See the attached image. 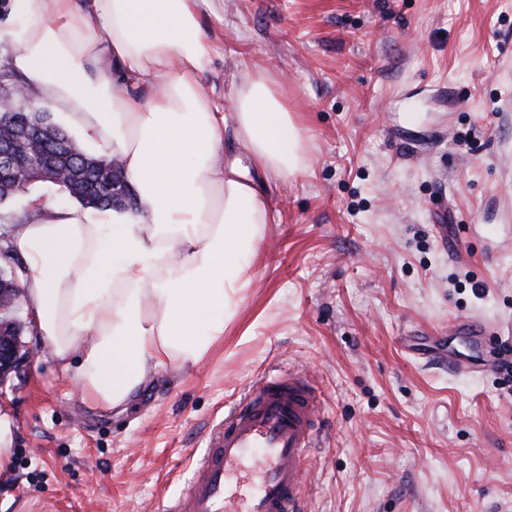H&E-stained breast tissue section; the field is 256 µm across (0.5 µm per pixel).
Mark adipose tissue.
<instances>
[{"label":"adipose tissue","instance_id":"obj_1","mask_svg":"<svg viewBox=\"0 0 512 512\" xmlns=\"http://www.w3.org/2000/svg\"><path fill=\"white\" fill-rule=\"evenodd\" d=\"M221 7L10 0L0 22L23 82L67 112L85 142L118 156L137 193L132 212L33 201L12 239L34 327L86 405L123 406L159 368L197 363L223 338L273 221L249 174L285 180L303 168V131L261 71L243 69L227 112L202 93L212 47L200 17ZM141 85L148 98L133 95Z\"/></svg>","mask_w":512,"mask_h":512}]
</instances>
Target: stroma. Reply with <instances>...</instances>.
<instances>
[{"mask_svg": "<svg viewBox=\"0 0 512 512\" xmlns=\"http://www.w3.org/2000/svg\"><path fill=\"white\" fill-rule=\"evenodd\" d=\"M217 104L242 63L288 95L305 165L263 181L256 281L204 361L82 404L21 311L0 512H161L210 428L269 372L319 393L305 512H512V392L452 321L512 341V0H224L203 12Z\"/></svg>", "mask_w": 512, "mask_h": 512, "instance_id": "35a3bbf8", "label": "stroma"}]
</instances>
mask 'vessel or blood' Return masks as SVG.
I'll list each match as a JSON object with an SVG mask.
<instances>
[{"mask_svg": "<svg viewBox=\"0 0 512 512\" xmlns=\"http://www.w3.org/2000/svg\"><path fill=\"white\" fill-rule=\"evenodd\" d=\"M320 408L302 373L262 375L210 430L187 490L163 512H303L301 460ZM246 467L255 488L241 497L231 487Z\"/></svg>", "mask_w": 512, "mask_h": 512, "instance_id": "b4317fda", "label": "vessel or blood"}]
</instances>
